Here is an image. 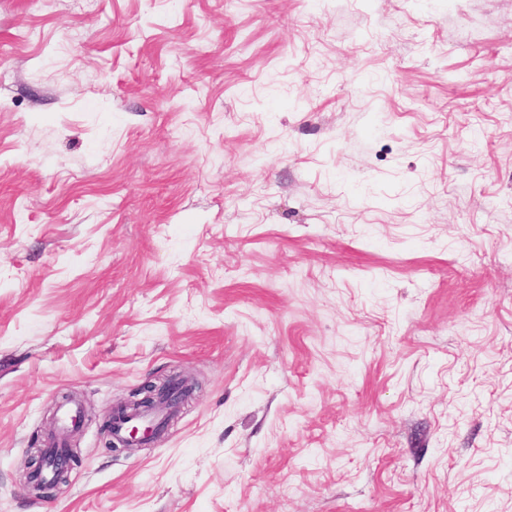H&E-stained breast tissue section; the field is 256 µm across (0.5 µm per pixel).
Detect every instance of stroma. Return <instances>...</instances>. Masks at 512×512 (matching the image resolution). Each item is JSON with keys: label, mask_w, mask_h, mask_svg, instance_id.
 Wrapping results in <instances>:
<instances>
[{"label": "stroma", "mask_w": 512, "mask_h": 512, "mask_svg": "<svg viewBox=\"0 0 512 512\" xmlns=\"http://www.w3.org/2000/svg\"><path fill=\"white\" fill-rule=\"evenodd\" d=\"M0 512H512V0H0ZM169 379L170 378L160 381L159 384L152 382V381L145 382L142 386L138 387L136 389V391H134L130 395L129 399H127L126 401L121 402L115 406H112V415L102 425L103 430H104L103 432L104 433L108 432L111 434L110 429H108V427H109L108 422H110L111 420L113 421L116 414L121 413V414H127L129 416H136L140 412L148 411L149 409L154 407L155 404L157 403V401L164 397V394L166 393V390L164 389V385L166 384V382ZM111 436H112V434H111ZM113 439H114L113 436H112V440L109 439V446L112 449L113 448H115L116 450L118 448H123L125 450L134 449L132 447L131 441H128V440L119 441V440L114 439L118 442V443H116ZM42 453V447L31 448L25 463L23 486L35 498H50L69 483L72 471L78 467L76 460L80 455L67 445L55 460L56 483L46 486L34 480L36 471L42 466Z\"/></svg>", "instance_id": "1"}]
</instances>
